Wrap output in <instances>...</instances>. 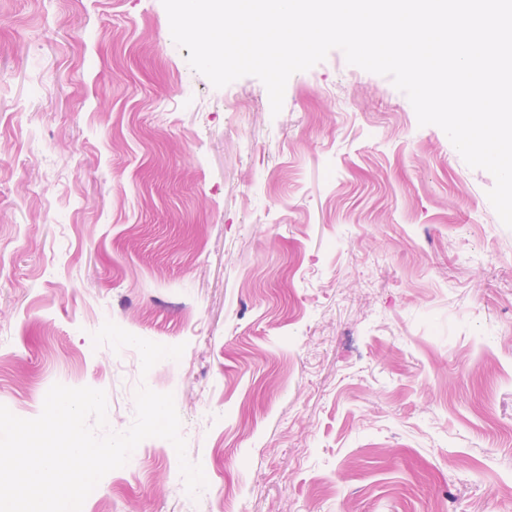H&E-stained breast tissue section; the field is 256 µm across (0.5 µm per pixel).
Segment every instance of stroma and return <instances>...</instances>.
I'll list each match as a JSON object with an SVG mask.
<instances>
[{"mask_svg":"<svg viewBox=\"0 0 512 512\" xmlns=\"http://www.w3.org/2000/svg\"><path fill=\"white\" fill-rule=\"evenodd\" d=\"M162 0H0V404L174 396L83 512H512V229L341 50L283 108Z\"/></svg>","mask_w":512,"mask_h":512,"instance_id":"obj_1","label":"stroma"}]
</instances>
